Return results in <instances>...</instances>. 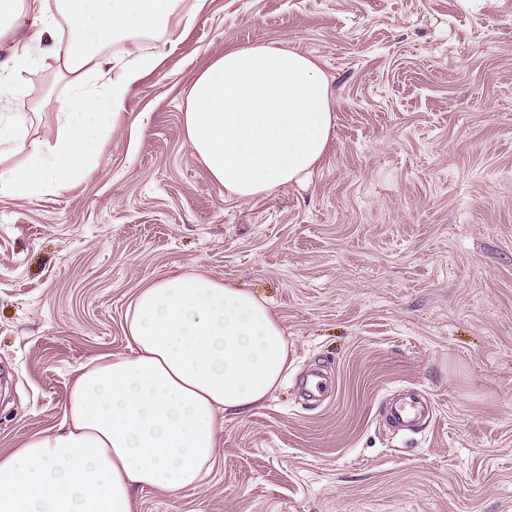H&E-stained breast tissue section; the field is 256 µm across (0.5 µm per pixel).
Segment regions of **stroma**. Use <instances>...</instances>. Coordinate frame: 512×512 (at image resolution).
Wrapping results in <instances>:
<instances>
[{
  "mask_svg": "<svg viewBox=\"0 0 512 512\" xmlns=\"http://www.w3.org/2000/svg\"><path fill=\"white\" fill-rule=\"evenodd\" d=\"M269 43L320 60L330 148L304 182L231 198L185 144V103L225 49ZM132 49L157 65L99 163L0 198V452L58 427L76 367L125 352L140 288L205 272L269 301L293 370L225 418L202 486L137 512H512V0H179L105 54ZM43 50L14 93L31 143L72 95ZM404 389L433 411L403 435L381 407ZM327 391L325 378L318 372L306 377L302 384V393L307 404H316Z\"/></svg>",
  "mask_w": 512,
  "mask_h": 512,
  "instance_id": "obj_1",
  "label": "stroma"
}]
</instances>
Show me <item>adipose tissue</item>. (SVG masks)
<instances>
[{
  "instance_id": "ef3b65f1",
  "label": "adipose tissue",
  "mask_w": 512,
  "mask_h": 512,
  "mask_svg": "<svg viewBox=\"0 0 512 512\" xmlns=\"http://www.w3.org/2000/svg\"><path fill=\"white\" fill-rule=\"evenodd\" d=\"M176 0H0V41L30 25L44 67L67 74L72 106L57 133L26 142L0 92V197L37 198L99 162L109 110L156 65L134 54L120 74L104 43L167 28ZM186 143L229 196L302 182L325 155L333 115L315 58L276 44L226 50L195 77ZM127 350L78 366L62 423L0 454V512H135L147 489L200 484L226 415H242L287 377L288 340L265 299L201 273L143 288L126 311Z\"/></svg>"
}]
</instances>
